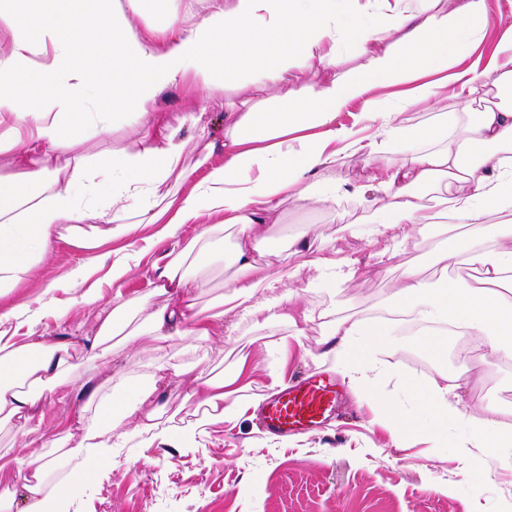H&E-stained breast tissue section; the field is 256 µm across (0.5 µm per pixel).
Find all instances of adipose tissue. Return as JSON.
Masks as SVG:
<instances>
[{"instance_id":"adipose-tissue-1","label":"adipose tissue","mask_w":512,"mask_h":512,"mask_svg":"<svg viewBox=\"0 0 512 512\" xmlns=\"http://www.w3.org/2000/svg\"><path fill=\"white\" fill-rule=\"evenodd\" d=\"M172 2L0 0V21L11 33L7 49L0 51V154H7L14 168L0 176V295L30 275L58 231L91 248L98 235L127 236L137 224L164 216L172 236L202 215L220 217L178 252L155 260L156 290L167 301L133 328L115 318L132 305L122 292L127 268L118 263L111 267L110 305H102L92 288L80 297L96 311V324L80 344L19 334L15 311L0 313V427L40 431L46 406L71 382L74 350L107 359L112 337L127 343L149 338L159 354L157 372L178 375V354L193 351L228 315L264 314L292 325L311 321L313 313L299 293L283 290L282 274L259 265L257 256L272 244L266 226L276 222L288 198L329 209L335 195L322 174L340 150L366 159L369 187L385 196L364 224L350 225L352 236L373 241L395 227L409 235L423 224L467 227L499 215L488 235L439 253V276L404 269L390 309L483 336L493 356L511 362L512 299L499 288L512 278V64L489 74H457V111L437 113L425 126L407 124L405 115L413 106L434 102L437 85H418L394 105L369 95L376 85L445 69L466 53L480 36L484 0H457L448 12L441 10V0H224L190 22L173 11ZM148 9L155 22L134 25ZM347 42L369 55L361 71L324 80L307 98L282 94L290 79V55L330 65ZM244 75L277 90L274 104L231 113L224 127L223 165L176 198L174 181L190 180L193 170L182 163L184 142L164 114L151 111V103L168 87H185L194 100L198 87ZM354 99L362 100L360 117L376 125L377 139L366 142L354 129L337 127V115ZM476 101L482 102L481 111L468 116ZM118 115L139 127L140 149H113L91 161L79 156L74 164L49 167L53 154L94 140ZM478 143L493 151L474 162L467 148ZM397 146L408 155L403 165H377L380 154ZM447 177L464 181L466 190L439 199L437 207L426 205L420 188ZM104 181L110 185L106 193L100 189ZM224 233L233 238L232 276L221 297L197 307L191 294L196 281L188 270L199 267L213 237ZM288 248L305 254L314 283L339 289L354 275L353 260L340 256L335 246L311 247L300 234L289 238ZM461 268L474 271L475 279L458 276ZM326 315L331 329L324 343L337 371L375 394L384 342L380 324L339 318L331 309ZM226 385L208 368L193 377L189 395L202 415L196 426L183 427L182 436L244 414V407L229 401ZM454 390V384L435 380L421 393L443 427L459 432L460 457L471 460L481 448L511 469L512 433L502 429L497 409L462 407ZM73 396L85 406L64 435L44 450L25 445L13 451L15 478L28 501L25 512H66L69 480L59 474L63 466L91 477L111 460L119 442L143 434L170 448L180 445L181 437L155 414H142L139 403L124 394L86 382Z\"/></svg>"}]
</instances>
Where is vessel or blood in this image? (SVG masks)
I'll use <instances>...</instances> for the list:
<instances>
[{"label":"vessel or blood","mask_w":512,"mask_h":512,"mask_svg":"<svg viewBox=\"0 0 512 512\" xmlns=\"http://www.w3.org/2000/svg\"><path fill=\"white\" fill-rule=\"evenodd\" d=\"M337 395L329 377L318 373L273 394L260 418L273 434L302 432L321 427L336 411Z\"/></svg>","instance_id":"obj_1"}]
</instances>
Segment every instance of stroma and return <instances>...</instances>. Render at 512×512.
<instances>
[{"mask_svg":"<svg viewBox=\"0 0 512 512\" xmlns=\"http://www.w3.org/2000/svg\"><path fill=\"white\" fill-rule=\"evenodd\" d=\"M486 4L480 42L447 70L428 74V81L439 85V99L430 110L411 108V123L429 124L433 112L447 111L454 104L459 84L453 74L484 68L493 59L502 64L512 58V53L498 48L502 32L512 26V0H486ZM366 62V55L358 49L343 48L336 65L315 63L298 68L296 80L287 89L310 93L320 79L354 74ZM268 96L261 85L243 77L224 88L203 91L205 115L199 123L184 121L188 106L178 87L160 94L153 108L178 121L177 138L187 144L184 163L195 166L193 180H199L211 167L224 163L223 152L209 151L208 146L223 141L229 109L241 101L254 103ZM201 157L207 164L199 168L195 162ZM364 164L363 157L338 154L334 167L324 174L336 188L332 208L315 211L291 198L280 209V223L270 227L274 239L285 240L304 226H314L317 242L336 245L344 255L355 258L356 274L344 288L334 292L310 287L312 274L302 268L299 254L286 251L260 257L261 262L286 273V287L302 290L306 304L317 314L332 307L337 315L367 319L388 309L391 288L403 268L433 276L438 249L459 244L472 234L468 228L425 224L397 251L387 237L369 243L351 236L347 227L364 213V201L377 206L384 202L382 192L363 188ZM211 223V217H201L182 225L174 238L164 236L163 225L144 224L134 237L107 239L91 250L79 247L70 237H54L44 261L0 297V310L22 313L47 301L71 304L64 323L49 317L36 330L52 340L78 339L96 322L95 311L78 305L79 296L90 288L100 289L106 298L112 295L109 264L99 261L103 254L129 265L122 287L125 298L144 301L146 310H154L167 298L154 292L153 260L176 240L190 238ZM77 269L82 275L76 279L72 273ZM387 327L395 347L383 355L385 371L376 384L381 397L368 403L361 388L336 375L334 356L323 355L328 325L319 317L299 333L281 321L259 327L250 320H225L223 330L185 357L186 374H171L159 382L154 399L145 402L142 410L152 412L161 402L171 427L192 420L197 402L187 396L190 370L200 363L231 378L233 397L246 405V413L236 422L209 427L189 448H142L128 442L103 475L72 478L68 512H512V471L503 469L489 454L480 455L475 467L462 461L453 446L455 431L440 430L434 410L419 394L428 380L448 373L458 379V394L465 404L496 406L502 424L512 430V368L487 356L481 343L470 354L458 357L454 354L458 339L447 335L440 339L442 354L436 355L421 347V335L407 333L401 323L391 321ZM155 358L153 343L142 337L131 345L117 346L107 364L79 354L75 378L80 381L91 375L105 386L130 394L134 391L130 378H137L143 386L150 383ZM316 372L335 378L339 392L335 419L324 428L291 435L284 444L266 435L253 400L266 399L280 382ZM79 410L78 402L57 400L46 409L43 432L24 435L0 430V488L13 479V467L1 455L4 448L22 442L41 447L47 436L63 432ZM395 412L410 422L411 433L392 436ZM425 428L437 430L436 447L418 442L416 432ZM478 469L483 472L479 478L474 475Z\"/></svg>","mask_w":512,"mask_h":512,"instance_id":"35a3bbf8","label":"stroma"}]
</instances>
